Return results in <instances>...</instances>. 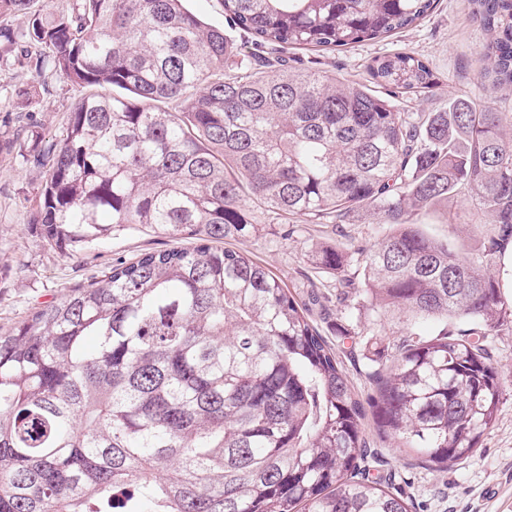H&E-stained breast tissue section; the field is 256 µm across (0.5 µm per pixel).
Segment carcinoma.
Segmentation results:
<instances>
[{
  "label": "carcinoma",
  "instance_id": "carcinoma-1",
  "mask_svg": "<svg viewBox=\"0 0 512 512\" xmlns=\"http://www.w3.org/2000/svg\"><path fill=\"white\" fill-rule=\"evenodd\" d=\"M184 0H79L35 12L28 39L92 94L43 154L35 221L77 251L132 224L190 240L118 262L0 335V512H410L366 476L362 421L420 464L473 458L504 400L489 336L512 320L497 276L512 244V113L448 98L402 112L396 93L436 85L408 52L372 83L261 59L255 48L334 52L390 37L436 0H221L216 28ZM491 38L489 90L512 89V0H469ZM390 88L382 96L372 86ZM459 198L495 231L478 260L420 216ZM373 211L381 242L311 264L365 296V326L414 323L362 396L282 281L221 246L250 215L338 223Z\"/></svg>",
  "mask_w": 512,
  "mask_h": 512
}]
</instances>
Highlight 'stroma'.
<instances>
[{
	"label": "stroma",
	"instance_id": "1",
	"mask_svg": "<svg viewBox=\"0 0 512 512\" xmlns=\"http://www.w3.org/2000/svg\"><path fill=\"white\" fill-rule=\"evenodd\" d=\"M28 14L0 16V141L12 142L0 152V333L27 320L39 308L82 288L120 261L155 250L178 246V239L159 235L141 225L70 254L50 246L33 214L43 185V169L34 157L46 143L62 139L67 117L75 103L90 94V87L72 82L52 69L35 74L30 58L35 46L26 33ZM489 35L469 16L468 0H439L435 12L417 25L381 41H365L332 53L293 51L295 63L325 70L348 79L367 80L374 59L395 52H410L423 59L438 79L428 93L407 95L406 112H435L448 105L452 95L478 100L486 108L512 113V91L484 90L480 81L479 51ZM20 87L32 90L29 100L17 98ZM456 224H434L430 230L475 257V217L468 204H451ZM381 238L376 215L358 213L341 224L300 223L296 232L286 225L268 223L259 232L228 240L229 248L264 266L300 298L312 291L339 290L336 276L319 274L308 260L317 246L344 242L350 249L369 247ZM362 298L332 304L315 324L327 341L337 346L348 375L359 393L370 389L366 373L377 351L393 354L407 323L403 314L386 320L375 336L342 339L340 326L360 321ZM493 361L499 368L505 397L493 427L480 439L476 456L447 470L411 465L399 455L392 439H380L372 423H365L369 447L385 456L378 470L393 483L407 481L416 512H512V329L503 328L491 338Z\"/></svg>",
	"mask_w": 512,
	"mask_h": 512
}]
</instances>
